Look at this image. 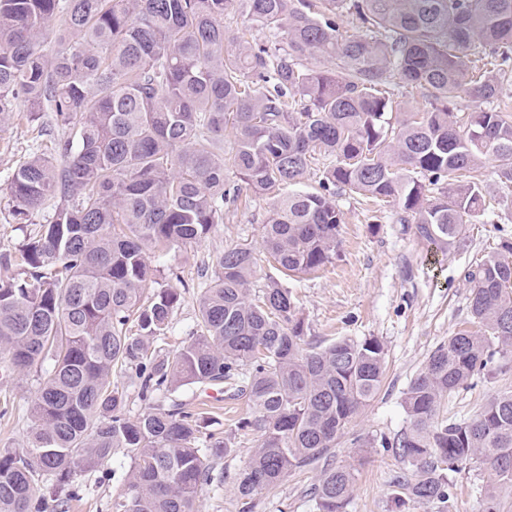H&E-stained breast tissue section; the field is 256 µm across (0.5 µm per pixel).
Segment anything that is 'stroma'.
<instances>
[{"mask_svg":"<svg viewBox=\"0 0 512 512\" xmlns=\"http://www.w3.org/2000/svg\"><path fill=\"white\" fill-rule=\"evenodd\" d=\"M52 128L50 115L28 121L25 112L0 123V252L18 247L24 233L13 216L9 177L13 170L46 148L50 138L67 133ZM487 194L497 202L495 210L467 219L458 248L448 252L420 241L414 225L401 222L396 208H374L361 198L337 192L336 203L343 213L339 252L324 271L290 278L272 263L259 260L253 289L269 281L290 288L296 312L308 336L329 343L341 336H375L388 350V367L382 388L364 413L354 419L335 448L330 461L336 465L358 462L359 479L347 507L348 512H395L391 499L393 477L403 465L391 453L369 449L360 453L350 444L351 434L394 435L406 414L402 393L430 354L448 337L463 328L469 314V288L464 279L468 265L477 257L512 240V188L501 183L495 161L485 164ZM270 199L241 191L239 200L226 212L203 241L180 245L165 255L148 254L155 270L149 287L153 290L182 287V301L171 318L166 346L174 348L196 332L198 285L202 275L211 274L217 257L234 245L259 248ZM33 374L0 382V398L10 400L0 414V448L26 447L29 438L27 413L34 397ZM512 389V364L494 369L477 386L461 391L441 410L448 420L477 414L488 397ZM250 408L242 400H223L221 409L205 416L207 431L234 442L237 452L226 460L227 470L243 467L258 432L242 430L240 419ZM318 469L296 471L277 487L259 492L253 512H309L307 489L314 484ZM77 496L69 512H114L112 504L121 491V480L111 466L76 478Z\"/></svg>","mask_w":512,"mask_h":512,"instance_id":"obj_1","label":"stroma"}]
</instances>
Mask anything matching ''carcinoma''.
Returning <instances> with one entry per match:
<instances>
[{
	"mask_svg": "<svg viewBox=\"0 0 512 512\" xmlns=\"http://www.w3.org/2000/svg\"><path fill=\"white\" fill-rule=\"evenodd\" d=\"M237 14L272 40L225 25ZM397 87L421 90L429 108ZM461 93L502 106L448 111ZM511 97L512 0H0V123L21 103L68 130L10 182L16 220L52 213L0 253V379L33 369L36 381L27 446L0 450V512H68L74 476L119 457L130 468L116 512H201L234 448L176 399L194 384L244 396L242 426L260 432L234 476L239 512L320 461L314 512H346L358 470L325 459L378 394L385 344L310 340L292 292L275 281L253 290L255 252L234 246L199 285V334L161 354L151 345L167 339L181 293L144 295L145 250L207 238L242 187L272 199L262 249L289 277L338 256V190L396 207L450 250L464 217L486 210L488 157L512 187ZM317 155L330 159L320 188L295 189ZM465 280L471 328L411 379L406 426L352 440L405 464L396 512L451 509L449 474L467 464L489 473L483 512L512 490V390L473 417L439 418L443 400L512 362V242ZM115 372L145 402L133 420Z\"/></svg>",
	"mask_w": 512,
	"mask_h": 512,
	"instance_id": "carcinoma-1",
	"label": "carcinoma"
}]
</instances>
